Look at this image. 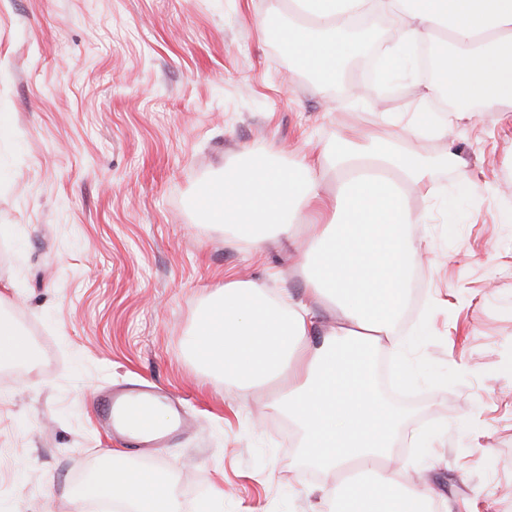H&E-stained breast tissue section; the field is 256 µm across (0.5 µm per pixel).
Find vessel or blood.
Segmentation results:
<instances>
[{
    "mask_svg": "<svg viewBox=\"0 0 512 512\" xmlns=\"http://www.w3.org/2000/svg\"><path fill=\"white\" fill-rule=\"evenodd\" d=\"M151 389L140 384H125L108 387L92 400L97 425L111 434H122L126 422H135L139 427L138 440L149 448L167 447L175 433L183 430L186 419L179 402H172L173 423L168 432L156 433L146 409L136 405L135 397L150 395Z\"/></svg>",
    "mask_w": 512,
    "mask_h": 512,
    "instance_id": "vessel-or-blood-1",
    "label": "vessel or blood"
}]
</instances>
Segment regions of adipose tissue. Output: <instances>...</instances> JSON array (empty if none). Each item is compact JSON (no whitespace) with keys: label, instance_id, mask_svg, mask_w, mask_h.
<instances>
[{"label":"adipose tissue","instance_id":"obj_1","mask_svg":"<svg viewBox=\"0 0 512 512\" xmlns=\"http://www.w3.org/2000/svg\"><path fill=\"white\" fill-rule=\"evenodd\" d=\"M375 6L402 22L379 48L389 71L419 44L434 43L432 87L450 94L459 117L478 100L483 111L512 118V0H287L271 12L291 16L280 37L285 53L328 85L361 48L350 33L353 15ZM365 138L340 140L288 168L264 158L229 168L210 187L203 204L212 223L228 225L254 247L272 237L302 244L306 298L282 314L261 283L225 278L193 347L203 363L241 382L286 381L274 404L302 430L304 456L328 473L353 462L362 468L358 481L324 487V500L344 502L348 512H429L424 489L393 471L373 480L366 472L388 459L399 422L380 394L374 365L377 351L394 340L420 259L403 187L426 186L433 163L403 152L387 124ZM368 145L379 174L352 176L341 193L323 194L317 170L353 166ZM72 495L77 502L119 500L129 512H177L166 475L130 466L120 452Z\"/></svg>","mask_w":512,"mask_h":512}]
</instances>
